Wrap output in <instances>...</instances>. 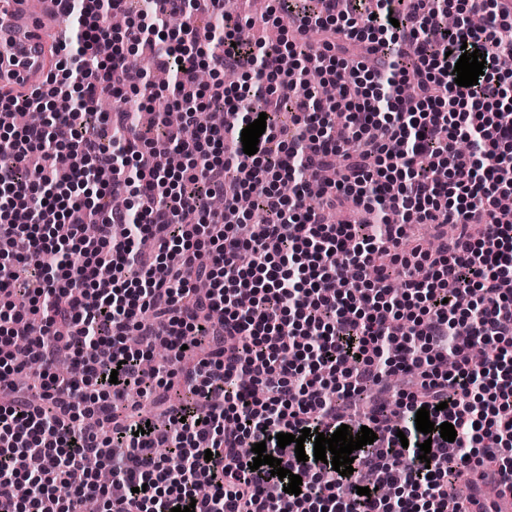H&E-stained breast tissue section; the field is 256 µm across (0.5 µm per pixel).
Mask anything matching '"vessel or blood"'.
Here are the masks:
<instances>
[{
    "mask_svg": "<svg viewBox=\"0 0 512 512\" xmlns=\"http://www.w3.org/2000/svg\"><path fill=\"white\" fill-rule=\"evenodd\" d=\"M57 12L55 0H0V86L26 90L42 81Z\"/></svg>",
    "mask_w": 512,
    "mask_h": 512,
    "instance_id": "b4317fda",
    "label": "vessel or blood"
}]
</instances>
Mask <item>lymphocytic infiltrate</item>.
<instances>
[{"mask_svg":"<svg viewBox=\"0 0 512 512\" xmlns=\"http://www.w3.org/2000/svg\"><path fill=\"white\" fill-rule=\"evenodd\" d=\"M57 2L73 19L65 57L28 93L0 90L1 112L52 114L0 140V293L31 302L0 310V512H82L89 497L102 498L101 512H469L449 500L448 481L488 463L512 490V222L495 210L512 194V39L500 35L512 0H413L402 16L395 0H377L372 16L337 0H276L297 31L320 33L316 47L238 42L229 11L221 31L201 32L185 0H154L147 23L128 21L124 36L173 71L180 96L199 97L202 66L247 82L208 89L211 102L244 104L235 123L189 115L191 136L173 127L151 141L121 108L86 120L101 94L141 91L110 25L129 0ZM340 36L366 41V59L347 62ZM466 50L486 64L461 87L454 67ZM307 67L343 85L349 112L297 94ZM291 110L299 126L278 141L276 115ZM261 116L258 151L245 155L241 132ZM462 141L471 162L457 156ZM173 149L184 162L169 189L159 160ZM32 165L34 179L23 174ZM328 166L335 181L309 201L306 183ZM96 191L137 205L104 209ZM218 194L223 211L181 224ZM245 194L255 221L225 222ZM412 224L456 232L406 251ZM200 279L209 291L198 297ZM21 340L42 363L24 389L4 377L21 367ZM159 344L171 365L143 370ZM474 344L486 350L478 362ZM188 350L200 359L178 368ZM63 355L79 376L54 374ZM399 372L410 381L396 391L386 376ZM176 384L194 403L168 407L151 432L138 434L147 419L135 407L99 415L108 438L83 426L96 390L149 397ZM423 407L436 424L428 436L415 425ZM355 415L377 438L355 451L350 475L313 460V438L303 461L277 445L278 433L329 436ZM445 422L454 441L440 436ZM261 441L301 477L299 495L270 466L250 469L241 450Z\"/></svg>","mask_w":512,"mask_h":512,"instance_id":"f902f5d3","label":"lymphocytic infiltrate"}]
</instances>
